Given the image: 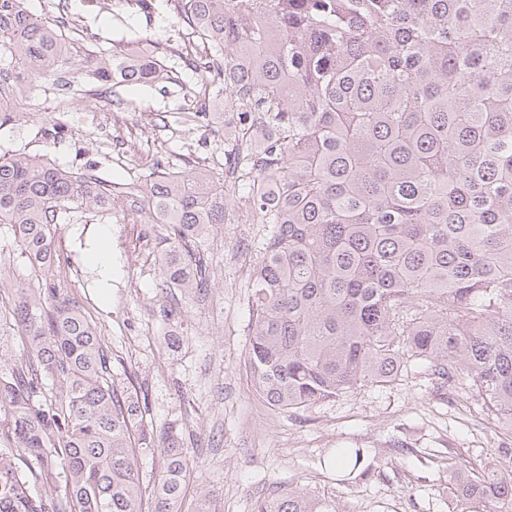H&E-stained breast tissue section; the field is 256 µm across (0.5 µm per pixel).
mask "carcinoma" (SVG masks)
I'll return each instance as SVG.
<instances>
[{"label":"carcinoma","instance_id":"carcinoma-1","mask_svg":"<svg viewBox=\"0 0 512 512\" xmlns=\"http://www.w3.org/2000/svg\"><path fill=\"white\" fill-rule=\"evenodd\" d=\"M206 43L186 121L228 105L224 177L164 162L146 191L36 158L0 157V224L41 280L14 289L22 353L0 361V512H142L139 457L160 450L153 512H179L189 458L172 426H141L95 324L56 286L57 225L76 211L166 225L161 286L208 287L199 251L225 202L268 225L252 278L247 364L297 410L409 359L465 381L512 431V0H177ZM26 0H0V93L69 80L81 47ZM107 90L164 69L121 49L83 58ZM488 471L448 459L450 494L512 512V448ZM253 512H333L302 491Z\"/></svg>","mask_w":512,"mask_h":512}]
</instances>
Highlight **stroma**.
Here are the masks:
<instances>
[{"instance_id":"1","label":"stroma","mask_w":512,"mask_h":512,"mask_svg":"<svg viewBox=\"0 0 512 512\" xmlns=\"http://www.w3.org/2000/svg\"><path fill=\"white\" fill-rule=\"evenodd\" d=\"M176 0H155L151 14L118 0H68L77 29L97 32L90 52L111 48L158 55L169 74L158 85L102 91L83 66L60 94L39 83L21 101L23 118L0 130V155L42 157L103 181L147 182L153 160L170 155L185 172L212 170L211 137L186 130L192 106L187 61L178 51L187 29ZM88 212L57 227L64 291L96 324L118 389L138 395L148 427H176L190 460L181 505L195 512H253L275 493L303 489L335 512H462L448 495V463L497 468L512 434L495 425L468 386L439 389L426 361L408 364L393 384H364L301 410L266 403L246 367L252 322L251 277L268 227L243 204L227 210L202 251L210 284L193 296L159 286L160 224L146 216ZM108 232L113 272L94 280L86 255ZM35 284L27 260L0 225V320L16 283ZM356 448L359 466L336 451Z\"/></svg>"}]
</instances>
